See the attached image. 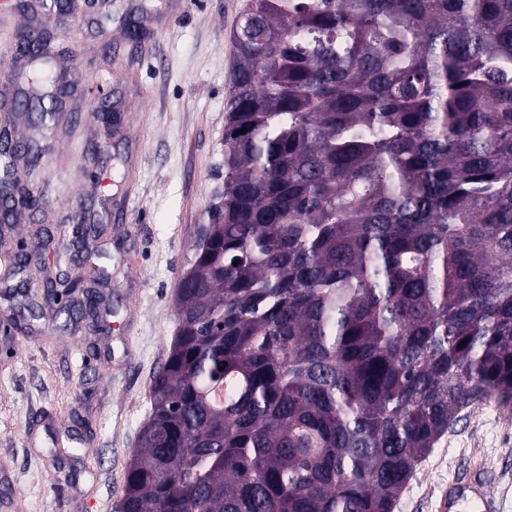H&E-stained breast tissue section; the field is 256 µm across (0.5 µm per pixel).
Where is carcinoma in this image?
I'll return each mask as SVG.
<instances>
[{"mask_svg":"<svg viewBox=\"0 0 512 512\" xmlns=\"http://www.w3.org/2000/svg\"><path fill=\"white\" fill-rule=\"evenodd\" d=\"M233 42L121 512H393L458 413H512V0H248ZM17 51L48 129L51 34Z\"/></svg>","mask_w":512,"mask_h":512,"instance_id":"1","label":"carcinoma"}]
</instances>
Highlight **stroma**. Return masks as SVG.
<instances>
[{
	"mask_svg": "<svg viewBox=\"0 0 512 512\" xmlns=\"http://www.w3.org/2000/svg\"><path fill=\"white\" fill-rule=\"evenodd\" d=\"M246 0H77L53 19L78 42L58 74L92 77L74 88L57 132L17 110L14 142L38 141L36 210L0 235L40 259L45 234L62 239L52 270L83 275L69 244L93 225L83 253L107 272L94 284L97 325L69 319L80 294L28 309L0 288V512H117L126 469L151 412L149 391L177 331L176 296L205 212L224 186V115L232 32ZM111 13L99 33L96 21ZM147 36L133 42L130 23ZM119 113L111 134L94 101ZM483 462L503 512H512V416L463 410L418 464L393 512H435L448 481Z\"/></svg>",
	"mask_w": 512,
	"mask_h": 512,
	"instance_id": "1",
	"label": "stroma"
}]
</instances>
